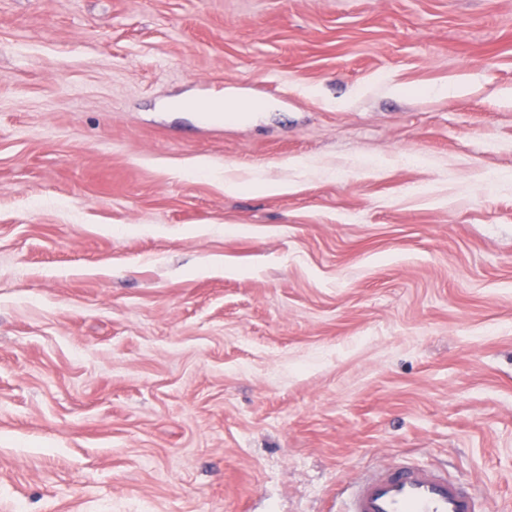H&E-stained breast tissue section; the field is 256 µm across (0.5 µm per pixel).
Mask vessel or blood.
<instances>
[{
	"label": "vessel or blood",
	"mask_w": 512,
	"mask_h": 512,
	"mask_svg": "<svg viewBox=\"0 0 512 512\" xmlns=\"http://www.w3.org/2000/svg\"><path fill=\"white\" fill-rule=\"evenodd\" d=\"M345 506V512H489L462 483L413 465L364 477L352 487Z\"/></svg>",
	"instance_id": "b4317fda"
}]
</instances>
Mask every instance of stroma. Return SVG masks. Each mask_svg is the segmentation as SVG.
I'll return each instance as SVG.
<instances>
[{
  "label": "stroma",
  "mask_w": 512,
  "mask_h": 512,
  "mask_svg": "<svg viewBox=\"0 0 512 512\" xmlns=\"http://www.w3.org/2000/svg\"><path fill=\"white\" fill-rule=\"evenodd\" d=\"M406 463L512 512V0H0V512Z\"/></svg>",
  "instance_id": "1"
}]
</instances>
